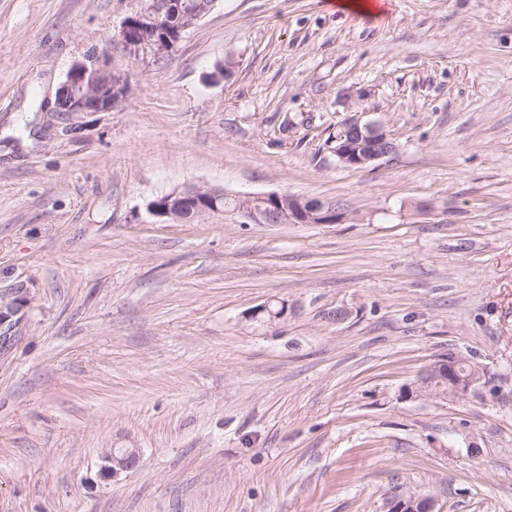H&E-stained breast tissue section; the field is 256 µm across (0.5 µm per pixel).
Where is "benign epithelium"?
I'll return each instance as SVG.
<instances>
[{"mask_svg":"<svg viewBox=\"0 0 512 512\" xmlns=\"http://www.w3.org/2000/svg\"><path fill=\"white\" fill-rule=\"evenodd\" d=\"M197 16L183 10L181 0H149L145 12L126 23L120 33L125 53L138 57L145 51L163 55L194 27ZM56 102L58 112H107L128 97L129 86L123 74L107 64L79 62L69 70ZM343 134L329 142L328 152L337 163L366 168L391 154L393 143L379 121L350 118L340 124ZM222 190L194 187L163 195L151 202L149 212L173 223L195 224L214 213ZM235 212L249 224H334L343 219L336 205L319 199L291 194L268 193L233 195ZM28 300L0 294V350L13 340L12 333L23 324ZM457 359H441L425 373L422 383L430 395L444 398L466 394L479 378V372L460 368ZM135 449L113 452L102 467L104 477H114L136 466ZM390 512H435V503L416 495L396 496Z\"/></svg>","mask_w":512,"mask_h":512,"instance_id":"obj_1","label":"benign epithelium"}]
</instances>
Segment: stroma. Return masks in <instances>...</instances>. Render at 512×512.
Listing matches in <instances>:
<instances>
[{"label": "stroma", "instance_id": "1", "mask_svg": "<svg viewBox=\"0 0 512 512\" xmlns=\"http://www.w3.org/2000/svg\"><path fill=\"white\" fill-rule=\"evenodd\" d=\"M145 7L0 0V512H512V0H217L134 59ZM99 56L126 101L55 118ZM358 114L395 149L354 169L325 140ZM193 186L345 218L149 213ZM448 353L469 392L406 397ZM331 7L336 10L357 14L361 17H375L381 13L383 0H331ZM27 306L28 300L24 297L0 293V358L4 346L16 337L11 334L23 324L25 318L22 313L26 315ZM139 453L135 449H125L112 452L106 457L105 464L102 467V474L106 478L115 477L122 471L133 469L139 461ZM435 503L416 495L396 496L390 501V512H435Z\"/></svg>", "mask_w": 512, "mask_h": 512}]
</instances>
